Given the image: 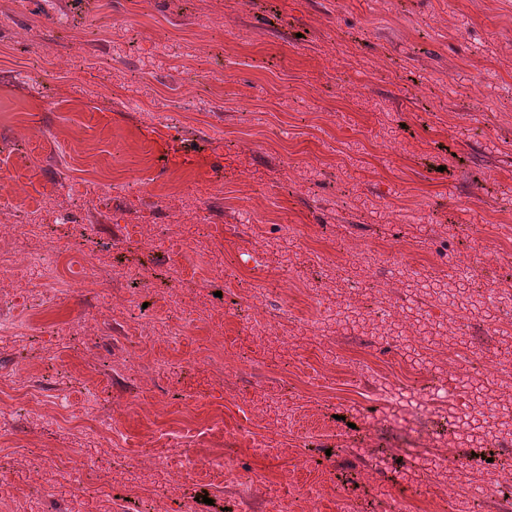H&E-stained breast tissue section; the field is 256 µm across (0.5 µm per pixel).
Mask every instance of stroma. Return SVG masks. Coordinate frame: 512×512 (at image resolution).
<instances>
[{"mask_svg": "<svg viewBox=\"0 0 512 512\" xmlns=\"http://www.w3.org/2000/svg\"><path fill=\"white\" fill-rule=\"evenodd\" d=\"M52 58L58 69L42 75ZM22 100L0 124V242L56 256L72 290L39 311L41 267L0 273V380L26 365L37 392L0 403V503L29 512H512V494L471 502L430 481L402 492L390 474L436 452L430 437L470 400L455 375L427 394L438 360L410 361L391 338L337 329L341 294L371 314L437 298L400 284L404 266L460 285L456 259L493 256L472 277L484 296L512 282V0H0V77ZM54 101L44 108L42 98ZM168 110L167 124L144 105ZM130 178L100 199L95 174ZM92 235L26 223L40 201ZM105 260L88 283L82 253ZM224 268L234 279L214 276ZM29 288L13 290L14 280ZM275 337L252 329L250 293ZM466 318L451 356L503 351ZM182 336L147 341L145 324ZM232 370H225V362ZM224 430L182 440L214 465L179 487L166 432L179 412ZM163 452L127 478L119 443L80 429L87 414ZM512 480V446L450 443ZM231 459L237 483L216 467ZM77 476L74 496L58 473Z\"/></svg>", "mask_w": 512, "mask_h": 512, "instance_id": "1", "label": "stroma"}]
</instances>
